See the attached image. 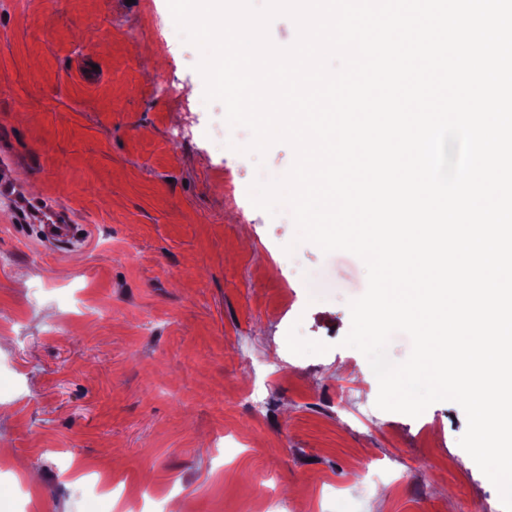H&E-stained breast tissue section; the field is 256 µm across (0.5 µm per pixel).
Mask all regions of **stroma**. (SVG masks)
Wrapping results in <instances>:
<instances>
[{"instance_id": "stroma-1", "label": "stroma", "mask_w": 512, "mask_h": 512, "mask_svg": "<svg viewBox=\"0 0 512 512\" xmlns=\"http://www.w3.org/2000/svg\"><path fill=\"white\" fill-rule=\"evenodd\" d=\"M200 57L167 0H0L6 177L90 233L47 254L0 196V512H504L459 404L376 407L363 261L253 207L294 152L218 146Z\"/></svg>"}]
</instances>
